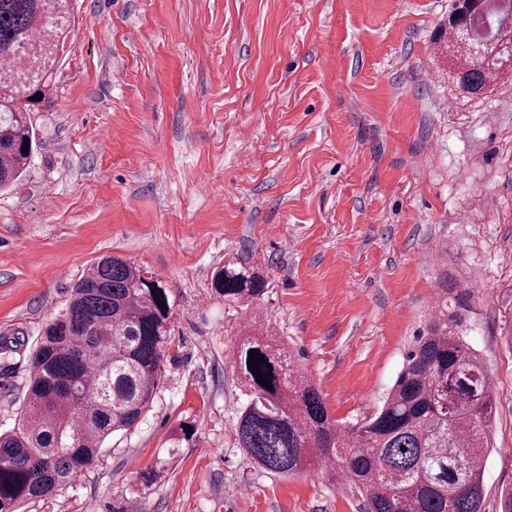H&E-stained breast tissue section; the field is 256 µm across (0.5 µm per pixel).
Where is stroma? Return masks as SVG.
<instances>
[{
    "instance_id": "obj_1",
    "label": "stroma",
    "mask_w": 512,
    "mask_h": 512,
    "mask_svg": "<svg viewBox=\"0 0 512 512\" xmlns=\"http://www.w3.org/2000/svg\"><path fill=\"white\" fill-rule=\"evenodd\" d=\"M451 0H73L23 181L0 194V432L17 428L42 325L98 258L174 305L152 407L24 512H363L324 471L238 448L232 364L252 316L331 418L378 409L446 275L492 381L485 512L512 485V73L460 91L433 41ZM262 271L250 305L213 293ZM191 422L170 471L141 477ZM265 282L259 270L230 260L215 274L212 288L225 302L248 305L263 294Z\"/></svg>"
}]
</instances>
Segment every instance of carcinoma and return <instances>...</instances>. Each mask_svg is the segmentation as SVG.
Listing matches in <instances>:
<instances>
[{"mask_svg": "<svg viewBox=\"0 0 512 512\" xmlns=\"http://www.w3.org/2000/svg\"><path fill=\"white\" fill-rule=\"evenodd\" d=\"M70 2L0 0V189L31 163L30 112L50 102ZM482 17L511 48L512 0L455 2L440 36L474 30ZM500 71L494 59L461 62L454 79L479 95ZM212 288L226 302L247 305L263 294L265 279L230 260ZM470 300L468 288L443 289L382 406L352 427L329 416L291 354L248 321L232 351L246 396L235 425L239 447L273 474L326 468L361 496L364 512H482L494 399L483 361L465 338ZM172 316L167 288L131 262L105 255L90 266L37 340L20 428L0 433V512H19L65 488L149 410L165 372ZM250 360L260 361L269 386L257 382ZM191 430L183 423L173 431L144 485L167 474Z\"/></svg>", "mask_w": 512, "mask_h": 512, "instance_id": "1", "label": "carcinoma"}]
</instances>
